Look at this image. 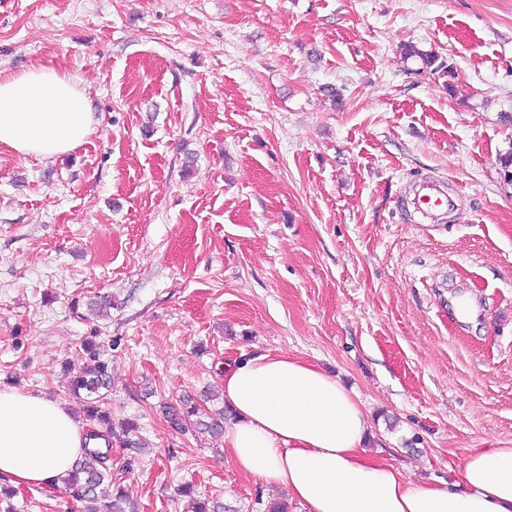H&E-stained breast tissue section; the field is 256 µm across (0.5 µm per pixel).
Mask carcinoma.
Wrapping results in <instances>:
<instances>
[{"label": "carcinoma", "mask_w": 512, "mask_h": 512, "mask_svg": "<svg viewBox=\"0 0 512 512\" xmlns=\"http://www.w3.org/2000/svg\"><path fill=\"white\" fill-rule=\"evenodd\" d=\"M404 54L407 57L419 58L433 73L448 78V91H455L456 71L452 66L440 61L437 54L423 51L413 44L404 47ZM86 351L90 354V363L73 370L69 391L75 396H85L89 420L104 429L107 435L119 439V443L129 450L125 466L130 470L136 463L141 449L146 447V443L127 439L129 432L137 428L135 422L123 420L115 424L111 412L100 406L103 392L109 391L111 385L108 366L106 362L100 360L92 346H87ZM169 418L172 424L182 431L190 427L196 431L218 435L224 429L222 419L212 417L190 396L169 407ZM105 460L106 455L100 450L86 448L83 456L62 479L69 496L85 503L82 512H126V495L122 489L118 487L114 491L110 490L112 472L105 467Z\"/></svg>", "instance_id": "cac0c4a2"}]
</instances>
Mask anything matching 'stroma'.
<instances>
[{
	"label": "stroma",
	"instance_id": "35a3bbf8",
	"mask_svg": "<svg viewBox=\"0 0 512 512\" xmlns=\"http://www.w3.org/2000/svg\"><path fill=\"white\" fill-rule=\"evenodd\" d=\"M31 65L94 131L53 160L0 149V388L82 417L68 370L95 342L104 408L150 443L108 460L134 512H192L187 483L227 512L283 496L162 408L255 354L338 376L414 480L512 447V0H0V69ZM429 176L443 224L402 205ZM0 512L79 507L0 480ZM404 54L407 57H418L427 68H432L433 74L447 77L446 83L449 92L455 91L454 82L456 80V72L453 66L446 65L444 62L439 61L438 55L432 52H427L419 49L416 45L408 44L404 47Z\"/></svg>",
	"mask_w": 512,
	"mask_h": 512
}]
</instances>
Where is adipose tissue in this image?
<instances>
[{
	"mask_svg": "<svg viewBox=\"0 0 512 512\" xmlns=\"http://www.w3.org/2000/svg\"><path fill=\"white\" fill-rule=\"evenodd\" d=\"M89 97L60 71L0 70V147L53 158L93 128ZM224 433L234 467L286 490L304 512H512V447L478 448L457 481L418 484L372 454L371 418L341 382L291 354L226 364ZM84 427L56 400L0 389V478L13 487L53 486L80 458Z\"/></svg>",
	"mask_w": 512,
	"mask_h": 512,
	"instance_id": "ef3b65f1",
	"label": "adipose tissue"
}]
</instances>
